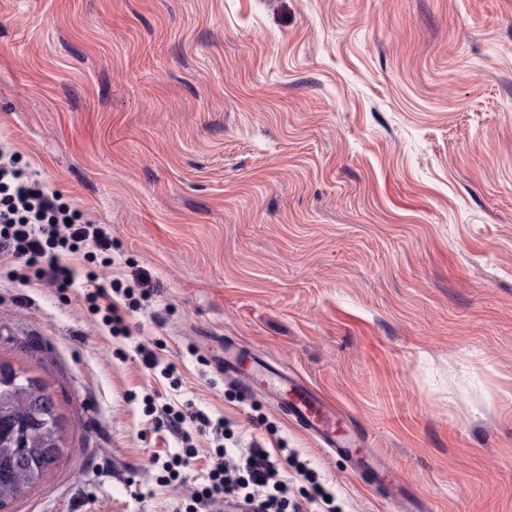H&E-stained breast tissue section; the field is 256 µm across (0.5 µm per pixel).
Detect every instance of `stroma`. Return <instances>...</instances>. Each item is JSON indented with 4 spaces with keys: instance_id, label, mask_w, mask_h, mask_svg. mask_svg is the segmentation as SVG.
Returning <instances> with one entry per match:
<instances>
[{
    "instance_id": "stroma-1",
    "label": "stroma",
    "mask_w": 512,
    "mask_h": 512,
    "mask_svg": "<svg viewBox=\"0 0 512 512\" xmlns=\"http://www.w3.org/2000/svg\"><path fill=\"white\" fill-rule=\"evenodd\" d=\"M0 138L112 228L110 336L74 284L0 262V358L67 422L12 512H184L146 398L288 449L336 512H512V0H0ZM232 336L336 400L397 488L213 362ZM149 345L179 381L153 377ZM87 286L94 288L86 295L89 301V307L92 314L97 315L101 312L99 304L100 299L109 300L106 306V313L102 316V321L112 335H124L127 332L125 314L140 310L145 303H148L154 295V288L144 286V283L136 285H125L120 280H110L108 284L98 283V275L94 270H89L86 275ZM112 294L120 297L122 303L112 301Z\"/></svg>"
}]
</instances>
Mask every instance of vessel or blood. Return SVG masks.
<instances>
[{
  "label": "vessel or blood",
  "mask_w": 512,
  "mask_h": 512,
  "mask_svg": "<svg viewBox=\"0 0 512 512\" xmlns=\"http://www.w3.org/2000/svg\"><path fill=\"white\" fill-rule=\"evenodd\" d=\"M218 363L244 392L259 390L270 396L288 419L321 447L351 455L359 476L392 486L393 476L383 464L357 454L361 434L347 422L345 412L297 371L231 337L224 339Z\"/></svg>",
  "instance_id": "b4317fda"
}]
</instances>
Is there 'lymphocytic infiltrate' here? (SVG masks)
Returning a JSON list of instances; mask_svg holds the SVG:
<instances>
[{
  "mask_svg": "<svg viewBox=\"0 0 512 512\" xmlns=\"http://www.w3.org/2000/svg\"><path fill=\"white\" fill-rule=\"evenodd\" d=\"M79 251L91 266L111 264V233L48 192L20 166L17 154L0 143V257L11 260L14 278L60 289L71 287L75 272L62 257ZM85 278L91 287L86 295L91 312L101 314L104 325L117 336L127 332L126 313L141 309L154 294L141 283H99L92 269ZM157 427L183 442L181 451L171 457H152L163 472L164 482L170 483L181 480L196 458L194 436L222 434L224 421L212 419L189 403L179 407L166 403L160 409ZM290 467L302 477L303 487H294L288 478L286 470ZM329 494L318 472L298 458H282L256 442L247 448L219 444L211 451L207 480L193 488L185 512H209L212 505L224 500L245 506L247 512H305V504L314 502L324 504L326 512H336Z\"/></svg>",
  "mask_w": 512,
  "mask_h": 512,
  "instance_id": "lymphocytic-infiltrate-1",
  "label": "lymphocytic infiltrate"
}]
</instances>
